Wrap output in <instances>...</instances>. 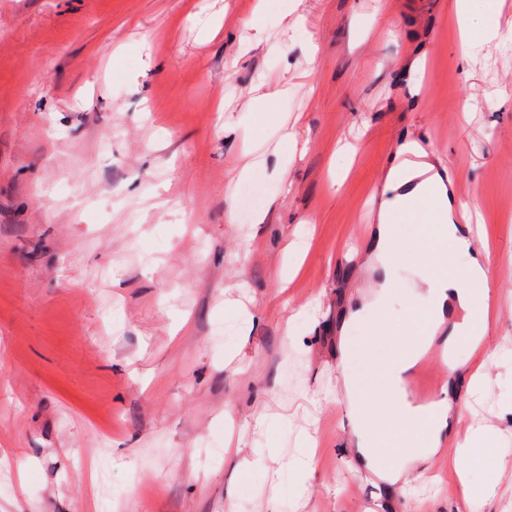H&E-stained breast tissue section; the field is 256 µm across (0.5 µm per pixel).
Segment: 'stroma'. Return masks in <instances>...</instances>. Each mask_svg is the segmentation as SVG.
<instances>
[{
  "instance_id": "1",
  "label": "stroma",
  "mask_w": 512,
  "mask_h": 512,
  "mask_svg": "<svg viewBox=\"0 0 512 512\" xmlns=\"http://www.w3.org/2000/svg\"><path fill=\"white\" fill-rule=\"evenodd\" d=\"M455 2L0 0V512H512V0L494 35ZM411 141L412 176L478 204L496 360L470 391L458 343L448 431L401 485L339 387ZM430 271L398 254L388 329ZM477 426L500 462L470 463L493 493L468 506L448 456Z\"/></svg>"
}]
</instances>
